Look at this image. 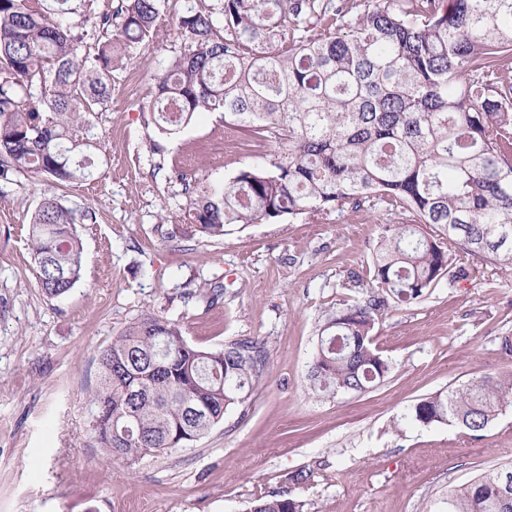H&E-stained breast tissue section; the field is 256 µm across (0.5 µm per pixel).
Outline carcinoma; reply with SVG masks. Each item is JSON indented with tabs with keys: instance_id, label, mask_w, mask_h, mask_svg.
Returning a JSON list of instances; mask_svg holds the SVG:
<instances>
[{
	"instance_id": "obj_1",
	"label": "carcinoma",
	"mask_w": 512,
	"mask_h": 512,
	"mask_svg": "<svg viewBox=\"0 0 512 512\" xmlns=\"http://www.w3.org/2000/svg\"><path fill=\"white\" fill-rule=\"evenodd\" d=\"M0 0V177L35 172L63 185L94 175L90 115L112 72L154 35L161 0ZM80 17L81 32L66 16ZM187 49L153 75L146 110L163 136L197 112H222L274 146L221 186L188 183L186 230L222 237L336 209L397 217L380 238L367 296L336 308L321 333L309 389L364 392L390 364L372 347L378 319L443 277L467 278L462 254L512 270V0H212L177 21ZM78 218L56 195L32 213L36 278L49 299L81 277ZM428 225L435 233H425ZM93 431L110 461L133 463L206 436L263 377L266 350L239 339L189 343L151 312L99 354ZM512 396V375L420 399L404 418L454 424L480 440ZM253 512H309L281 495ZM434 512H512V465L453 488Z\"/></svg>"
}]
</instances>
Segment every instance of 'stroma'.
Here are the masks:
<instances>
[{"label": "stroma", "mask_w": 512, "mask_h": 512, "mask_svg": "<svg viewBox=\"0 0 512 512\" xmlns=\"http://www.w3.org/2000/svg\"><path fill=\"white\" fill-rule=\"evenodd\" d=\"M209 0H162L159 27L112 76L91 117L102 163L93 179L54 185L33 172L0 180V512H246L259 495L312 512H430L436 499L512 461V402L481 440L456 427L405 422L417 399L512 372V271L478 262L441 279L375 327L391 364L364 393L318 396L308 375L318 336L341 303L363 297L390 216L350 209L252 224L221 238L185 234L183 174L215 182L265 163L220 112L159 134L145 110L152 77L181 54L176 20ZM83 213L86 262L64 297L37 286L28 241L44 194ZM360 275L362 287L350 285ZM220 295L210 301L197 289ZM192 299H185V292ZM186 339L220 348L261 341L264 375L249 398L190 448L134 464L107 461L92 433L98 356L146 312ZM304 482H294L296 473Z\"/></svg>", "instance_id": "obj_1"}]
</instances>
